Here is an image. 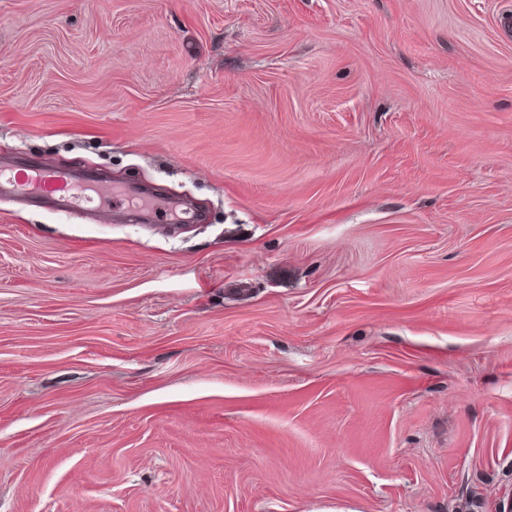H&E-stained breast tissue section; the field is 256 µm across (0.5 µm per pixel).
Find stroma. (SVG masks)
<instances>
[{"mask_svg":"<svg viewBox=\"0 0 512 512\" xmlns=\"http://www.w3.org/2000/svg\"><path fill=\"white\" fill-rule=\"evenodd\" d=\"M0 512H499L512 0H0ZM1 197L48 204L61 213L137 210L149 215L156 224L177 223L183 214H188L173 200L155 199L122 185L110 186L108 182L97 180L96 174L78 176L44 159L15 164L0 158ZM134 201L141 204L136 206Z\"/></svg>","mask_w":512,"mask_h":512,"instance_id":"35a3bbf8","label":"stroma"}]
</instances>
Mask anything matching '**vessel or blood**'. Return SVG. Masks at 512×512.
<instances>
[{
  "instance_id": "vessel-or-blood-1",
  "label": "vessel or blood",
  "mask_w": 512,
  "mask_h": 512,
  "mask_svg": "<svg viewBox=\"0 0 512 512\" xmlns=\"http://www.w3.org/2000/svg\"><path fill=\"white\" fill-rule=\"evenodd\" d=\"M1 197L24 198L33 203L48 204L61 213L137 208L158 224L178 222L183 215L182 206L173 201L156 199L126 186L109 184L98 180L92 173L78 176L44 159L25 164L0 159Z\"/></svg>"
}]
</instances>
